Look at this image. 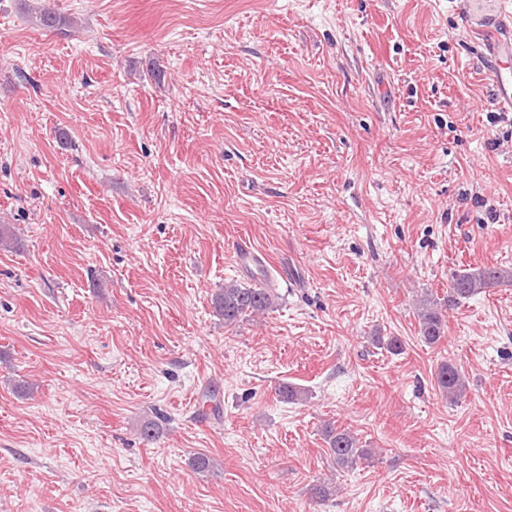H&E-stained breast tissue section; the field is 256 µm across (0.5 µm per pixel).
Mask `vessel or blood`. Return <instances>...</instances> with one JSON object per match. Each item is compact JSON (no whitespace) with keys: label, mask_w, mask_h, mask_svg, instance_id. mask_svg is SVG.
Returning <instances> with one entry per match:
<instances>
[{"label":"vessel or blood","mask_w":512,"mask_h":512,"mask_svg":"<svg viewBox=\"0 0 512 512\" xmlns=\"http://www.w3.org/2000/svg\"><path fill=\"white\" fill-rule=\"evenodd\" d=\"M491 22L501 35L486 44V54L491 62L489 71L496 88L499 108L512 111V76L506 66L512 62V0H490Z\"/></svg>","instance_id":"1"}]
</instances>
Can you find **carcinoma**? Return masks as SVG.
<instances>
[{
    "label": "carcinoma",
    "instance_id": "carcinoma-1",
    "mask_svg": "<svg viewBox=\"0 0 512 512\" xmlns=\"http://www.w3.org/2000/svg\"><path fill=\"white\" fill-rule=\"evenodd\" d=\"M32 17L39 27L56 29L66 24L59 14L40 5L33 8ZM512 285V271L493 267L454 270L448 278V297L440 308L431 301L422 304L419 314L420 334L425 343L434 345L445 337L448 308L484 291ZM279 294L269 278L255 279L249 285L235 282L224 284L215 297V309L224 317V325L233 326L243 319L263 315L277 305ZM439 390L448 395L451 401L457 400L466 388L458 369L446 362L436 372ZM327 454L339 469L355 466L358 461L369 456L370 450L358 447V443L346 430L326 428Z\"/></svg>",
    "mask_w": 512,
    "mask_h": 512
}]
</instances>
